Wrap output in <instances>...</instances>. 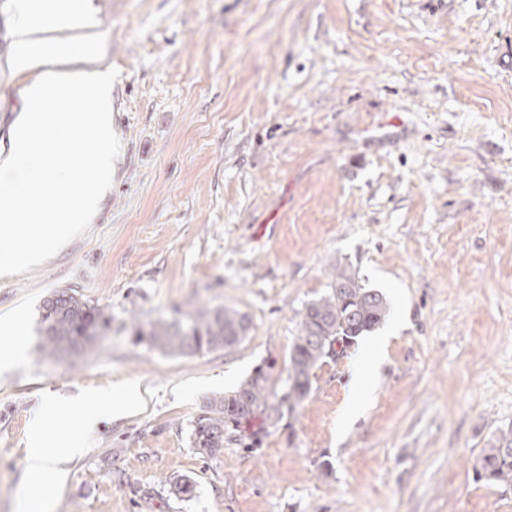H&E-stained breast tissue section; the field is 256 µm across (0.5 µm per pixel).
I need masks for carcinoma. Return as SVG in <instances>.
Segmentation results:
<instances>
[{
    "mask_svg": "<svg viewBox=\"0 0 512 512\" xmlns=\"http://www.w3.org/2000/svg\"><path fill=\"white\" fill-rule=\"evenodd\" d=\"M387 301L383 293L361 287L347 269L336 272L329 294L303 310L290 355L288 376L310 379L336 337L355 339L374 330L384 320ZM111 316L70 288L53 291L40 305L42 348L50 356L79 355L105 335ZM247 315L228 308L201 309L184 320L158 318L138 327L137 341L172 352L191 355L238 344L249 330ZM283 397L267 390V380L247 379L232 394L208 402L194 421L192 447L205 455L224 448V436L241 420L257 411L278 420ZM486 480L512 481V428L500 432L478 458Z\"/></svg>",
    "mask_w": 512,
    "mask_h": 512,
    "instance_id": "carcinoma-1",
    "label": "carcinoma"
}]
</instances>
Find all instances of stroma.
<instances>
[{
    "mask_svg": "<svg viewBox=\"0 0 512 512\" xmlns=\"http://www.w3.org/2000/svg\"><path fill=\"white\" fill-rule=\"evenodd\" d=\"M124 155L94 224L40 268L0 275L24 359L0 369V512H22L43 400L129 386L46 512H512L477 459L512 428V0H92ZM0 0V151L35 75ZM383 292L369 337L315 369L294 414L243 420L216 455L190 433L256 370L282 393L305 306L336 270ZM72 288L112 318L65 359L39 308ZM246 314L193 355L134 323ZM373 389L342 408L360 359ZM188 479L192 494L178 493Z\"/></svg>",
    "mask_w": 512,
    "mask_h": 512,
    "instance_id": "stroma-1",
    "label": "stroma"
}]
</instances>
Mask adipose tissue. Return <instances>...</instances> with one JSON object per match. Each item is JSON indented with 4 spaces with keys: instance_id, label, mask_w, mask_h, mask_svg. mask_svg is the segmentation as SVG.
Here are the masks:
<instances>
[{
    "instance_id": "ef3b65f1",
    "label": "adipose tissue",
    "mask_w": 512,
    "mask_h": 512,
    "mask_svg": "<svg viewBox=\"0 0 512 512\" xmlns=\"http://www.w3.org/2000/svg\"><path fill=\"white\" fill-rule=\"evenodd\" d=\"M87 0H15L17 51L13 66L36 73L26 90L11 137L0 159V273L33 269L94 223L112 189L119 146L112 136V74L97 67L104 32ZM76 38L66 51L52 39L58 30ZM83 150L80 166L63 155ZM132 393L91 394L78 407L45 404L42 419L66 422L46 440L33 429L26 454L25 512H44V502L68 472L62 463L81 450L85 433L104 413L120 412Z\"/></svg>"
}]
</instances>
